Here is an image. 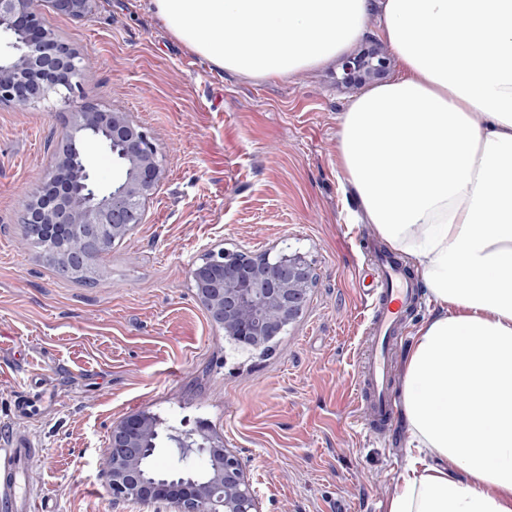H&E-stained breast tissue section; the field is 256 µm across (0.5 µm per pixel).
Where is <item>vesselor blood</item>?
Returning a JSON list of instances; mask_svg holds the SVG:
<instances>
[{
	"mask_svg": "<svg viewBox=\"0 0 512 512\" xmlns=\"http://www.w3.org/2000/svg\"><path fill=\"white\" fill-rule=\"evenodd\" d=\"M374 274L366 293V332L372 346L362 357L355 382L357 404L364 416L362 425L374 435L387 429L393 406L391 394L393 367L390 350L398 340L404 315L416 307L417 285L404 265L389 255L375 253ZM35 449L19 447L0 457V493L16 497L21 512H33L30 492L22 488L20 462H32Z\"/></svg>",
	"mask_w": 512,
	"mask_h": 512,
	"instance_id": "vessel-or-blood-1",
	"label": "vessel or blood"
}]
</instances>
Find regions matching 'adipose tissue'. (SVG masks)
Returning a JSON list of instances; mask_svg holds the SVG:
<instances>
[{
    "mask_svg": "<svg viewBox=\"0 0 512 512\" xmlns=\"http://www.w3.org/2000/svg\"><path fill=\"white\" fill-rule=\"evenodd\" d=\"M255 80L345 56L371 14L400 74L339 117L358 217L406 253L430 317L403 359L407 462L385 512H512V0H147Z\"/></svg>",
    "mask_w": 512,
    "mask_h": 512,
    "instance_id": "ef3b65f1",
    "label": "adipose tissue"
}]
</instances>
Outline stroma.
<instances>
[{"instance_id":"1","label":"stroma","mask_w":512,"mask_h":512,"mask_svg":"<svg viewBox=\"0 0 512 512\" xmlns=\"http://www.w3.org/2000/svg\"><path fill=\"white\" fill-rule=\"evenodd\" d=\"M43 14L89 58L78 80L126 114L162 156L143 221L85 286L46 266L24 206L56 171L72 131L49 101L0 103V446L24 435L44 512H170L116 502L99 459L132 412L156 419L159 468L174 435L207 424L243 461L260 512H380L406 464L405 426L369 438L354 407L366 345L362 244L375 238L336 165L353 93L333 65L268 82L214 68L173 40L144 0H93L83 17ZM289 249L311 265L308 303L266 348L241 351L199 301L211 250Z\"/></svg>"}]
</instances>
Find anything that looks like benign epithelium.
Returning <instances> with one entry per match:
<instances>
[{"mask_svg":"<svg viewBox=\"0 0 512 512\" xmlns=\"http://www.w3.org/2000/svg\"><path fill=\"white\" fill-rule=\"evenodd\" d=\"M90 2L50 0L54 12L71 16L88 13ZM0 26L11 35L10 52L0 55V102L27 109L52 95L69 100L79 88L83 58L50 35L36 0H0ZM75 123L86 135L105 138L106 149L125 168L124 179L99 188L81 144L67 138L56 145L65 163L53 179L40 185L36 196L41 206L34 212L25 209L22 223L61 240L78 228L123 239L141 223L143 202L161 179L158 149L123 114L103 111L89 101L75 110ZM86 252L81 245L65 249L58 271L66 275L82 266ZM192 274L201 285L199 299L210 319L244 349H258L283 334L305 307L313 281L309 264L283 251H210ZM155 437L153 424L140 413L128 414L112 427L102 471L113 500L163 503L172 512H258L241 458L209 436L205 426L178 438L179 445L213 462L201 480L161 479L146 473L142 459L153 454Z\"/></svg>","mask_w":512,"mask_h":512,"instance_id":"1","label":"benign epithelium"}]
</instances>
